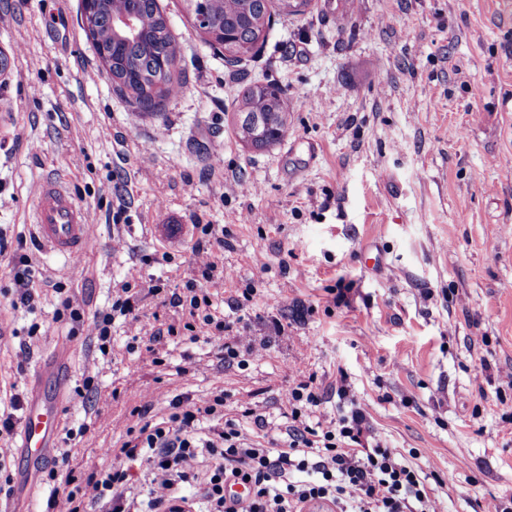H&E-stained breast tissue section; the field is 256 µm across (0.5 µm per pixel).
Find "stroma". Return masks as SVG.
Wrapping results in <instances>:
<instances>
[{
  "label": "stroma",
  "mask_w": 512,
  "mask_h": 512,
  "mask_svg": "<svg viewBox=\"0 0 512 512\" xmlns=\"http://www.w3.org/2000/svg\"><path fill=\"white\" fill-rule=\"evenodd\" d=\"M158 4L186 83L154 119L116 92L80 27L81 0H0V237L26 240L0 262V404L26 399L38 361L68 351L58 453L84 476L145 400L161 416L174 395L220 389L229 417L252 403L274 437L288 422L283 394L312 375L323 403L308 423L364 407L375 440L418 469L441 512L512 501V387L498 378L512 367V0H311L274 16L237 64L183 0ZM248 83L291 101L286 136L263 151L230 121ZM46 177L88 212L93 243L78 262L34 236L33 188ZM166 224L178 234L163 236ZM203 224L224 229L229 336L266 346L240 368L219 366L215 344L190 339L169 303L201 277ZM367 249L384 272L362 261ZM30 269L37 306L12 307L13 279ZM132 275L160 290L135 305L139 338L116 318L111 357L54 321L62 296L90 317ZM170 325L179 333L153 364L148 335ZM0 464L13 477L0 512H50V463L31 490L16 441Z\"/></svg>",
  "instance_id": "obj_1"
}]
</instances>
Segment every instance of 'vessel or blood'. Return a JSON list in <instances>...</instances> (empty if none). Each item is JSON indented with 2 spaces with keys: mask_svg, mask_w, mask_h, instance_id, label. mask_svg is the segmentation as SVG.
Segmentation results:
<instances>
[{
  "mask_svg": "<svg viewBox=\"0 0 512 512\" xmlns=\"http://www.w3.org/2000/svg\"><path fill=\"white\" fill-rule=\"evenodd\" d=\"M35 235L49 252L68 259L78 258L91 242L92 229L84 208L56 179L47 178L34 188ZM61 425L60 399L34 397L21 423L19 444L34 462H42L57 451Z\"/></svg>",
  "mask_w": 512,
  "mask_h": 512,
  "instance_id": "1",
  "label": "vessel or blood"
}]
</instances>
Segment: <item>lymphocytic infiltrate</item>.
Instances as JSON below:
<instances>
[{"label": "lymphocytic infiltrate", "instance_id": "1", "mask_svg": "<svg viewBox=\"0 0 512 512\" xmlns=\"http://www.w3.org/2000/svg\"><path fill=\"white\" fill-rule=\"evenodd\" d=\"M173 297L190 319L189 328L217 343L218 358L233 365L262 349L248 336L225 341L224 320L209 295H198L195 282ZM158 292L156 284L126 280L114 291L109 310L85 321L73 296L60 302L58 315L67 317L72 333L95 339L101 355H109L112 320L129 316L143 291ZM289 424L278 441L267 442L265 421L247 406L240 419L224 416V392L193 398L175 396L167 415L151 414V402L130 412L131 423L119 447L102 451L103 461L85 480H77L67 462L50 471L54 512H81L98 505L106 512H185L182 484L202 487V512H306L321 504L336 512H440L424 479L397 449L370 444L364 427L366 412L358 407L335 421L308 425L305 412L320 406L322 396L313 380L301 379L283 396ZM252 426L241 425V418ZM144 461L149 475L144 493H136L129 463ZM249 486L247 497L229 495L228 487Z\"/></svg>", "mask_w": 512, "mask_h": 512}]
</instances>
